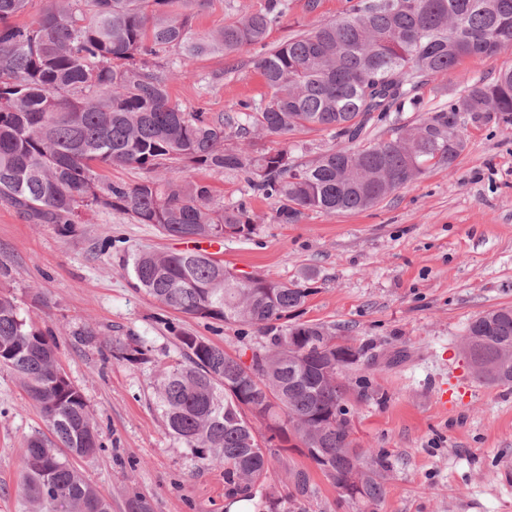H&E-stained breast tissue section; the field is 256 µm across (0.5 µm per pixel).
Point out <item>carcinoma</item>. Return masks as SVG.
Masks as SVG:
<instances>
[{"mask_svg": "<svg viewBox=\"0 0 512 512\" xmlns=\"http://www.w3.org/2000/svg\"><path fill=\"white\" fill-rule=\"evenodd\" d=\"M29 0H0V198L37 224L72 232L83 212L110 209L184 241L248 238L246 206L219 205L209 186L167 175L169 164L242 172L252 188L275 196L279 224L306 211L362 210L416 181L433 166L450 168L466 148L461 117L493 112L512 121V68L491 82L468 81L463 94L411 128L365 142L372 113L415 109L425 78L462 58L512 48V0H357L256 60L268 88L258 104L221 120L173 104L169 81L202 55L238 53L263 42L288 9L263 10L199 35L185 10L195 0H47L38 19L17 24ZM337 139L311 162L288 148L259 152L257 136L304 128ZM243 147H224L225 130ZM135 167L142 179L102 186L94 165ZM137 287L191 318L240 323L266 338L245 365L201 336L178 337L179 357L156 387L167 429L198 462L224 466L230 496L252 497L284 448H259L251 406L265 405L261 425L281 444L297 437L336 488L357 480L340 500L365 510L384 495L390 464L381 450L353 438L357 406L369 398L362 375L352 393L344 373L325 377L336 328L296 320L310 291L300 283L227 276L224 262L198 248L138 252ZM462 349L477 380L512 387V308L473 318ZM0 368L12 372L40 409L52 438L35 434L24 451L23 494L41 512H112V503L77 465L101 450L83 393L60 376L56 346L0 294ZM293 491L273 508L296 506Z\"/></svg>", "mask_w": 512, "mask_h": 512, "instance_id": "carcinoma-1", "label": "carcinoma"}]
</instances>
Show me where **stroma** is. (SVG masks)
Wrapping results in <instances>:
<instances>
[{
  "label": "stroma",
  "instance_id": "obj_1",
  "mask_svg": "<svg viewBox=\"0 0 512 512\" xmlns=\"http://www.w3.org/2000/svg\"><path fill=\"white\" fill-rule=\"evenodd\" d=\"M264 45L236 55H207L191 74L169 82L185 111L212 120L256 102L266 87L255 67L265 50L319 22L342 15L351 0H288ZM266 0H197L193 28L204 34L262 10ZM512 66V50L465 57L419 90L418 109L369 123L383 139L391 125L413 127L448 105L464 80H493ZM467 146L452 168H429L417 181L363 210L305 212L298 223L274 219L276 198L226 170L176 163L174 175L208 185L225 204L242 203L256 224L250 238L224 240L233 272L290 283L314 273L302 320L335 327L375 363L370 399L359 409V447L380 448L393 464L374 512H512V389L476 380L461 348L472 318L512 307V122L498 116L466 122ZM257 149L291 145L303 162L334 144L329 132L302 129L288 139L260 137ZM185 244L110 210L86 211L74 233L34 224L0 199V291L56 344V355L83 393L102 449L83 461L86 477L109 497L112 512H128L139 496L153 512H226L224 469L192 459L165 428L156 404L162 369L178 356V337L202 336L250 362L263 337L240 324L185 317L137 288L126 261L136 251H181ZM92 329L89 338L83 329ZM139 347L142 363L119 346ZM406 359L388 364L396 351ZM19 380L0 370V512H32L20 484L23 451L46 431ZM307 477L301 512H355L302 452L272 461L255 512L284 497L287 471Z\"/></svg>",
  "mask_w": 512,
  "mask_h": 512
}]
</instances>
